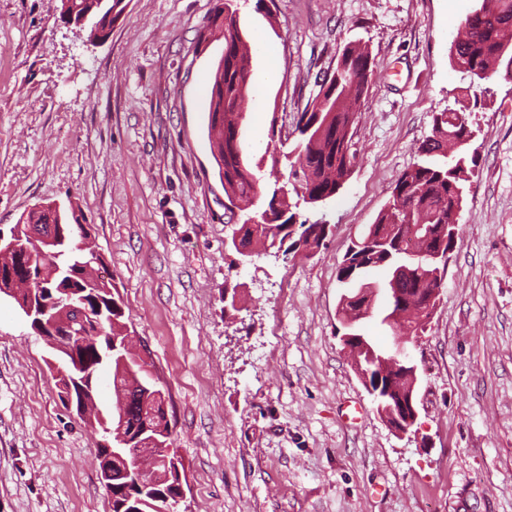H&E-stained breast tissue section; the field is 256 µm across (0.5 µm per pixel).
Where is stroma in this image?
I'll return each mask as SVG.
<instances>
[{"instance_id":"obj_1","label":"stroma","mask_w":512,"mask_h":512,"mask_svg":"<svg viewBox=\"0 0 512 512\" xmlns=\"http://www.w3.org/2000/svg\"><path fill=\"white\" fill-rule=\"evenodd\" d=\"M237 4L251 160L270 128L292 135L346 44L371 53L351 176L302 212L331 227L316 254L230 265L237 217L207 136L224 42L203 35L224 0H127L100 43L61 0H0V229L43 202L83 214L165 393L188 512H512V81L469 85L450 60L482 0ZM451 104L477 167L402 437L341 344L337 274ZM52 357L1 298L0 512H112L102 437L60 404Z\"/></svg>"}]
</instances>
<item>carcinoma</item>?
<instances>
[{"mask_svg":"<svg viewBox=\"0 0 512 512\" xmlns=\"http://www.w3.org/2000/svg\"><path fill=\"white\" fill-rule=\"evenodd\" d=\"M69 2L77 13L88 16L94 23L106 28L126 8V0H61ZM484 5L470 14L463 25L461 36L454 41L450 58L463 78L472 79L478 73L491 77L501 60L512 58V0H483ZM224 37L222 54L214 76L208 107V133L218 173L224 183L227 197H235L245 205L253 200L264 202V208L278 203L286 214L275 224H253L254 218L262 219L263 212L243 214V222L232 225L231 244L234 252L240 249L255 251L259 247L282 256H296L316 247L317 239L311 238L318 223L298 221V209L305 201L298 192L302 188L328 199L343 188L350 177L352 160V128L356 120L355 105L362 98L371 67L368 49L348 44L344 47L336 70L322 84L318 94L300 112L296 121L299 141L294 149L295 165L289 171L300 187H292L296 199L283 192V185L262 187L246 157L242 143L235 142L230 117L242 106L248 91L252 57L243 38V31L235 14H216ZM474 137V130L465 115L448 109L433 117L432 135L420 147V160L407 167L398 177L392 190V201L368 226L361 237L344 255L337 280L343 288L340 302L342 312L355 311L370 297L381 292L410 294L423 288H438L440 263L435 258L438 247L452 250L448 242V224L454 208L461 207L465 198L466 182L477 167L475 155L466 151L451 159L448 142L464 143ZM23 224H68L66 213L51 205H40L28 212ZM415 234V256L402 253L397 243ZM94 256L73 239L69 247L51 257H35V276L44 286L56 287L60 270H77L92 262ZM407 264L410 275L401 280L379 282L372 279L373 271L395 265ZM75 287L106 301L116 298L118 292L112 283L95 282L80 278ZM83 334L90 337L86 357L93 369L112 366L114 396L133 385L144 386L150 391L146 397V415L133 414L129 427L140 430L143 425L157 426L165 419L161 406L154 404L153 394L159 392L149 363L130 361L131 371L119 374L118 364L110 362V336L113 325L97 329L78 322Z\"/></svg>","mask_w":512,"mask_h":512,"instance_id":"obj_1","label":"carcinoma"}]
</instances>
